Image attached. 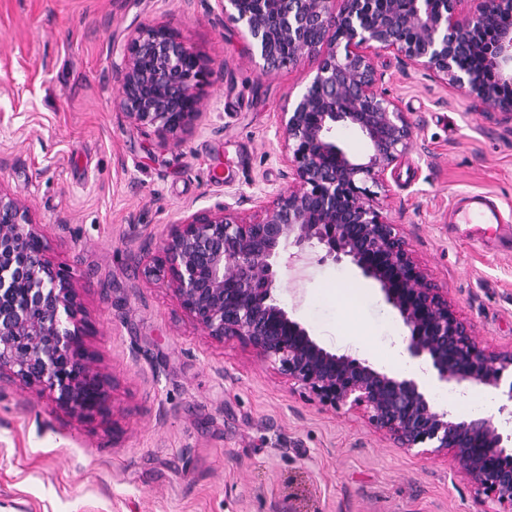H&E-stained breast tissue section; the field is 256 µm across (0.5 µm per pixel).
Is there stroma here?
Segmentation results:
<instances>
[{"label":"stroma","instance_id":"stroma-1","mask_svg":"<svg viewBox=\"0 0 512 512\" xmlns=\"http://www.w3.org/2000/svg\"><path fill=\"white\" fill-rule=\"evenodd\" d=\"M143 24L173 29L211 72L190 131L135 128L116 103L113 64ZM316 65L262 75L215 0H0V188L71 275L113 382L108 412L81 418L0 380V512H497L452 458L397 447L239 339L212 340L144 272L186 211L225 203L249 219L285 186L278 115ZM378 69L414 137L373 203L479 345L511 349L512 256L454 207L483 193L512 225V119L394 58ZM320 254L280 267L275 297L326 350L391 373L408 356L402 319L376 282ZM340 286L358 290L352 309ZM415 364L438 409L464 418V389Z\"/></svg>","mask_w":512,"mask_h":512}]
</instances>
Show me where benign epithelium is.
I'll return each instance as SVG.
<instances>
[{"mask_svg":"<svg viewBox=\"0 0 512 512\" xmlns=\"http://www.w3.org/2000/svg\"><path fill=\"white\" fill-rule=\"evenodd\" d=\"M241 25L261 73L318 58L281 113L277 138L288 187L264 192L249 221L220 204L186 213L148 273L167 279L183 307L222 342L235 337L320 402L367 414L400 448L451 454L477 490L512 512V435L490 419L459 421L413 379L396 378L323 348L273 295L280 265L308 246L318 261L346 259L379 284L408 329L411 356L439 379L500 390L512 402V350L491 353L431 284L404 240L371 204L412 142V124L378 87L387 55L432 72L475 105L512 112V0H217ZM118 104L138 128L192 126L210 72L167 26L145 25L126 44ZM353 128L368 150L351 155L336 132ZM21 200L0 189V377L49 391L59 407L107 410L108 379L86 343L89 323L70 277Z\"/></svg>","mask_w":512,"mask_h":512,"instance_id":"benign-epithelium-1","label":"benign epithelium"}]
</instances>
